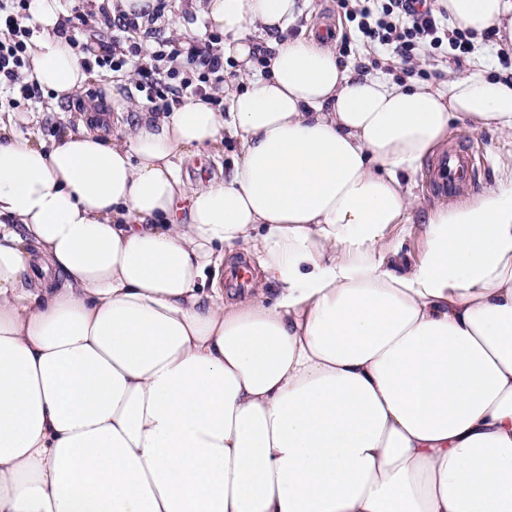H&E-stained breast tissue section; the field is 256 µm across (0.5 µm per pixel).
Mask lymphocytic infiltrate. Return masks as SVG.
<instances>
[{"mask_svg":"<svg viewBox=\"0 0 512 512\" xmlns=\"http://www.w3.org/2000/svg\"><path fill=\"white\" fill-rule=\"evenodd\" d=\"M348 16L367 42L407 66L425 51L432 53L433 63H440L436 51L444 46L450 61L458 65L472 51L473 31L456 26L447 13H434L426 0H357ZM29 18V0H0V77L7 82L8 95L25 100L38 91L22 75L29 65L28 41L33 34ZM102 23L111 30V40L91 36L83 51L92 55L94 66L114 72L135 64L137 89L152 111H170L173 99L206 96L224 81V65L211 40H195L186 46L174 38L143 43L128 36L138 27L135 19L107 14Z\"/></svg>","mask_w":512,"mask_h":512,"instance_id":"1","label":"lymphocytic infiltrate"}]
</instances>
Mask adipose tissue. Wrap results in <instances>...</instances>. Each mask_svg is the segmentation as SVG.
Returning <instances> with one entry per match:
<instances>
[{
	"mask_svg": "<svg viewBox=\"0 0 512 512\" xmlns=\"http://www.w3.org/2000/svg\"><path fill=\"white\" fill-rule=\"evenodd\" d=\"M434 7L512 50V0ZM196 8L228 111L0 123V512H512V173L427 211L419 261L392 235L452 123L512 135V78L358 76L296 0ZM30 14L27 80L75 98L60 0ZM238 154V143L230 137L224 138V150L207 149L200 151L186 168L188 181L192 185L206 182L220 176L225 166H231L232 160Z\"/></svg>",
	"mask_w": 512,
	"mask_h": 512,
	"instance_id": "obj_1",
	"label": "adipose tissue"
}]
</instances>
